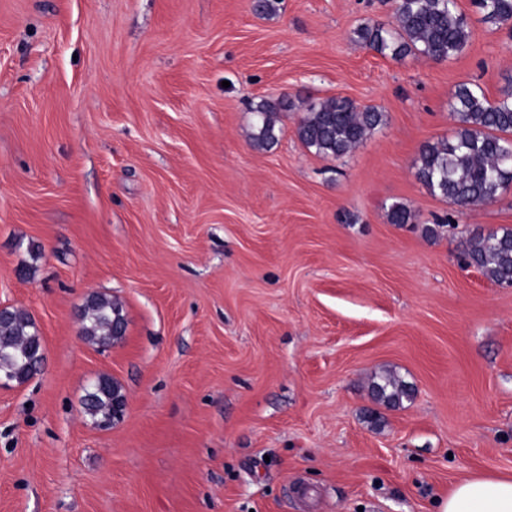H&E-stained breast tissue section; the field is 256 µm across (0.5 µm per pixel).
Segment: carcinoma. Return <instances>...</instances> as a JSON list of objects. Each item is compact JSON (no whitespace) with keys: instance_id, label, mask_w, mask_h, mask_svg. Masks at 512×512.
<instances>
[{"instance_id":"carcinoma-1","label":"carcinoma","mask_w":512,"mask_h":512,"mask_svg":"<svg viewBox=\"0 0 512 512\" xmlns=\"http://www.w3.org/2000/svg\"><path fill=\"white\" fill-rule=\"evenodd\" d=\"M483 21L497 27L512 20V0H476ZM366 47L395 59L408 55L444 62L468 46L471 30L456 0H399L390 23L367 22L354 30ZM286 98L264 99L253 109L256 133L264 144L274 139V115L286 112ZM453 134L424 145L415 163V176L431 193L460 208L495 201L512 185V92L489 101L478 86L462 84L455 93ZM384 121L374 108L361 109L345 98L311 103L300 122V140L317 153L341 157L359 145ZM464 259L499 285L512 286V228L502 227L464 241ZM124 319L121 304L100 294L87 298L81 313L80 335L103 347L112 344ZM43 351L35 323L24 310L9 309L0 318V376L19 384L39 371ZM114 382L98 378L82 399L84 413L95 422L112 420ZM372 400L396 406L412 397V389L392 374L375 378Z\"/></svg>"}]
</instances>
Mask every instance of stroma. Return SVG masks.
<instances>
[{
	"label": "stroma",
	"mask_w": 512,
	"mask_h": 512,
	"mask_svg": "<svg viewBox=\"0 0 512 512\" xmlns=\"http://www.w3.org/2000/svg\"><path fill=\"white\" fill-rule=\"evenodd\" d=\"M253 3L0 0V307L45 351L0 388V512H434L512 472V287L459 261L512 228V187L461 209L414 167L460 84L500 98L512 32L457 0L461 55L395 59L353 38L390 0ZM336 96L385 115L339 158L297 134ZM93 293L126 318L108 350L80 335ZM385 371L413 399L375 406ZM101 376L127 397L107 429ZM290 107L291 103L286 98L261 100L253 109L255 116L254 127L257 131L253 134V140L257 144H264L273 140L275 130L274 115L277 112H286ZM114 382L109 377H99L87 390L82 399L84 413L93 421L104 422L120 420L126 408V397L118 387L119 394L112 404Z\"/></svg>",
	"instance_id": "obj_1"
}]
</instances>
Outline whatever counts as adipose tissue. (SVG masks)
<instances>
[{
    "mask_svg": "<svg viewBox=\"0 0 512 512\" xmlns=\"http://www.w3.org/2000/svg\"><path fill=\"white\" fill-rule=\"evenodd\" d=\"M437 512H512V475H474L439 500Z\"/></svg>",
    "mask_w": 512,
    "mask_h": 512,
    "instance_id": "ef3b65f1",
    "label": "adipose tissue"
}]
</instances>
